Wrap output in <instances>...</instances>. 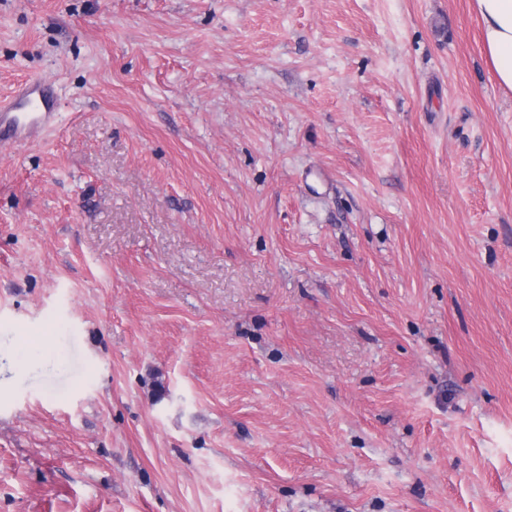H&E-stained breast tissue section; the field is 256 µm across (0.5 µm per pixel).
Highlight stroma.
Here are the masks:
<instances>
[{
  "label": "stroma",
  "instance_id": "stroma-1",
  "mask_svg": "<svg viewBox=\"0 0 512 512\" xmlns=\"http://www.w3.org/2000/svg\"><path fill=\"white\" fill-rule=\"evenodd\" d=\"M31 78L0 512H512V92L467 0H0V102ZM58 103L45 81L22 84L0 105V145L42 138L58 117Z\"/></svg>",
  "mask_w": 512,
  "mask_h": 512
}]
</instances>
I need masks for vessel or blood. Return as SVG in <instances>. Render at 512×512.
<instances>
[{
	"instance_id": "1",
	"label": "vessel or blood",
	"mask_w": 512,
	"mask_h": 512,
	"mask_svg": "<svg viewBox=\"0 0 512 512\" xmlns=\"http://www.w3.org/2000/svg\"><path fill=\"white\" fill-rule=\"evenodd\" d=\"M58 117V103L44 81L22 84L11 100L0 105V145L42 138Z\"/></svg>"
}]
</instances>
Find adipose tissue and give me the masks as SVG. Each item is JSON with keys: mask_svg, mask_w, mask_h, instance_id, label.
<instances>
[{"mask_svg": "<svg viewBox=\"0 0 512 512\" xmlns=\"http://www.w3.org/2000/svg\"><path fill=\"white\" fill-rule=\"evenodd\" d=\"M482 23V40L495 77L512 91V0H469Z\"/></svg>", "mask_w": 512, "mask_h": 512, "instance_id": "adipose-tissue-1", "label": "adipose tissue"}]
</instances>
